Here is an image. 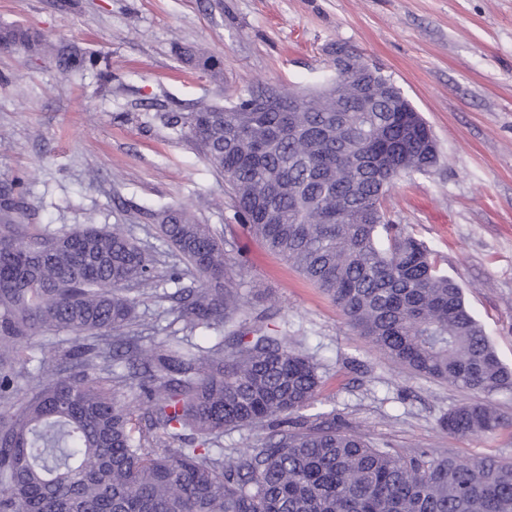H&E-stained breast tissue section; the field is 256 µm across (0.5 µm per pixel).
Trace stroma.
Segmentation results:
<instances>
[{
	"mask_svg": "<svg viewBox=\"0 0 512 512\" xmlns=\"http://www.w3.org/2000/svg\"><path fill=\"white\" fill-rule=\"evenodd\" d=\"M107 56L110 78L0 48V182L20 180L27 223L70 229L95 215L184 270L152 214L180 207L239 246L245 308L304 341L322 383L306 416H335L377 443L512 459V427L457 437L440 419L469 391L409 373L354 335L335 304L237 222L224 179L170 112L247 90L288 97L329 76L342 44L380 67L430 127L439 161L403 175L384 206L456 280L512 367V0H0V26ZM217 58L214 81L178 59ZM96 181H89V171Z\"/></svg>",
	"mask_w": 512,
	"mask_h": 512,
	"instance_id": "35a3bbf8",
	"label": "stroma"
}]
</instances>
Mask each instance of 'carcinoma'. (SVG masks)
Instances as JSON below:
<instances>
[{"label": "carcinoma", "instance_id": "obj_1", "mask_svg": "<svg viewBox=\"0 0 512 512\" xmlns=\"http://www.w3.org/2000/svg\"><path fill=\"white\" fill-rule=\"evenodd\" d=\"M0 48L110 76L105 58L21 26H0ZM180 55L220 77L213 59ZM263 95L238 98L251 112L198 103L168 123L190 130L249 231L354 333L410 372L480 396L449 410L443 429L511 426L484 397L512 388V369L460 285L383 208L397 177L437 165L421 115L391 86L366 102L339 83L315 112H260ZM11 187L0 203V512H512V461L497 456L403 452L303 416L259 448L224 447V432L298 413L320 386L299 342L246 312L238 246L182 208L153 214L199 275L186 285L157 275L122 224L21 223L25 202ZM165 303L181 328L143 335L137 309Z\"/></svg>", "mask_w": 512, "mask_h": 512}]
</instances>
